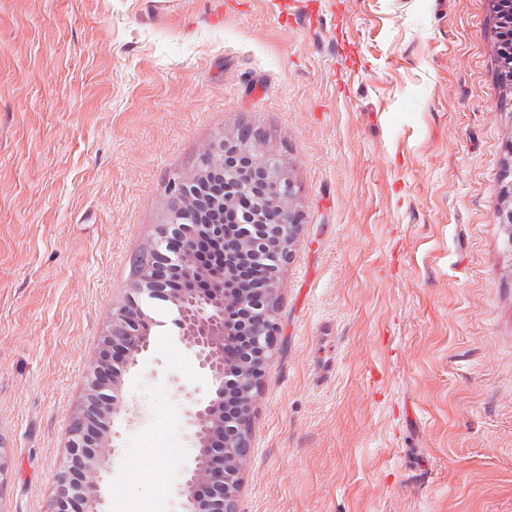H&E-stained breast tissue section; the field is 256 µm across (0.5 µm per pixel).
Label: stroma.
<instances>
[{
	"label": "stroma",
	"instance_id": "35a3bbf8",
	"mask_svg": "<svg viewBox=\"0 0 512 512\" xmlns=\"http://www.w3.org/2000/svg\"><path fill=\"white\" fill-rule=\"evenodd\" d=\"M494 0H0V512H48L173 180L248 125L298 187L237 512H512V90ZM180 341L125 376L102 512H177Z\"/></svg>",
	"mask_w": 512,
	"mask_h": 512
}]
</instances>
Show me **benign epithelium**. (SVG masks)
<instances>
[{"label":"benign epithelium","instance_id":"7a95c632","mask_svg":"<svg viewBox=\"0 0 512 512\" xmlns=\"http://www.w3.org/2000/svg\"><path fill=\"white\" fill-rule=\"evenodd\" d=\"M202 161L208 171L229 174L224 190L241 197L252 193L270 197L266 222L246 224L235 234L237 250L224 255L220 271L204 267L199 261L201 242L224 245L227 228L195 223L193 202L201 179L173 181V202L179 209L171 213L170 223L157 225L130 298L112 307L87 376L85 402L72 422L68 464L58 477L49 512H76L79 501L87 512H97L101 469L115 452L111 422L124 412L123 377L149 347L150 318L144 303L156 298L169 303L181 343L211 379L208 400L185 392L192 401L185 417L196 454L185 467V481L177 487V495L185 498L182 512H237L245 464L240 449L250 447L254 406L275 353L280 272L265 280L261 289H227L224 282L237 275L239 257L270 254L277 268L284 267L302 224L293 207V182L276 160L262 155L259 139L245 142L236 133L226 135L205 147ZM196 267L211 287L195 285ZM172 277L183 281V287L162 289Z\"/></svg>","mask_w":512,"mask_h":512}]
</instances>
